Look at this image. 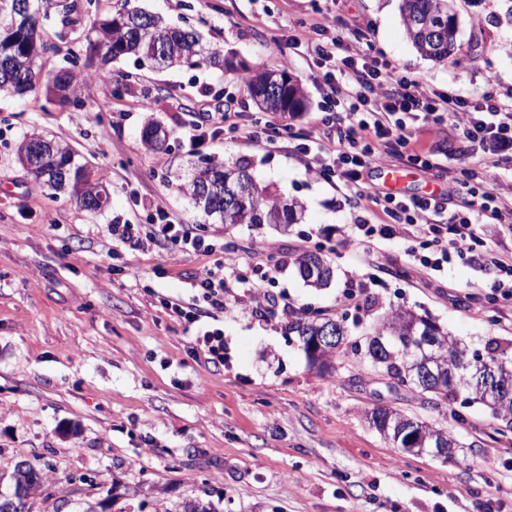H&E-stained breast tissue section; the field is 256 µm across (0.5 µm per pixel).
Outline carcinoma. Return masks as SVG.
Instances as JSON below:
<instances>
[{"instance_id":"cac0c4a2","label":"carcinoma","mask_w":512,"mask_h":512,"mask_svg":"<svg viewBox=\"0 0 512 512\" xmlns=\"http://www.w3.org/2000/svg\"><path fill=\"white\" fill-rule=\"evenodd\" d=\"M453 0H400V21L403 30L417 52L424 58L444 63L456 49L458 17ZM68 6L61 0H0V92L39 96L60 106L81 103L82 87L73 72L65 67L55 78L44 73L50 45L44 38L43 21L52 15L60 17L62 26L72 24L65 16ZM78 49L85 53L87 66L94 68L90 78L111 81L114 61L133 56L150 68L198 69L213 67L230 70L224 59V50L202 37L190 27L172 26L165 20L135 4V0H117L112 10L97 13L89 26L76 37ZM277 74L281 86L273 99H266V84ZM247 82L252 96L268 112L294 115L307 107L302 86L285 71L254 66L247 69ZM41 174L55 177V192L69 195L83 209L89 207L86 198L92 192L105 190L99 177L93 176L86 163L75 160L69 146L55 139L42 147L37 157ZM206 165L196 168L193 177L178 186L195 207L220 224H294L302 215L303 206L288 199L279 189L259 186L245 160L221 163L210 158ZM249 189L245 200H233L232 191L240 186ZM299 276L312 288L327 286L333 277L330 263L322 256L306 253L295 259ZM288 331L296 334L306 353L310 366L324 371L335 361L341 349L330 347L319 352L310 348V337L315 335L314 320L298 318L288 324ZM432 332L437 336L431 356L435 373L426 385H415L412 390L434 401L457 421L464 417L451 407L461 394L471 404L486 407L497 428L495 433L512 431V355L500 350L497 340L485 342L484 354L470 350L469 345L438 325H427L424 317L410 310L392 309L385 313L373 333L367 335L364 353L378 352L386 345L383 357L370 366L398 380L412 370L414 358L405 349L388 344L392 336H409ZM409 417L393 409L376 408L370 414V423L378 432L383 424L395 426ZM430 436L427 447L443 444L461 448L463 444L451 431L425 422L415 421ZM0 512H30L27 502L17 491L0 493Z\"/></svg>"}]
</instances>
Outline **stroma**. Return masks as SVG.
<instances>
[{"mask_svg": "<svg viewBox=\"0 0 512 512\" xmlns=\"http://www.w3.org/2000/svg\"><path fill=\"white\" fill-rule=\"evenodd\" d=\"M507 0H456L457 43L465 68L422 57L400 25L397 0H138L168 23L192 27L220 45L234 65H264L297 80L308 107L291 131L313 130L321 116L322 79L288 50L297 24L330 14L341 31L364 35L373 52L407 69L423 87L472 96L494 78L512 96V20ZM59 18L44 23L53 49L47 68L71 66L76 45ZM115 84L96 83L80 108L42 98L0 96V476L28 461L43 483L31 512H160L186 499L218 512H512V433L496 434L484 407L465 408L464 423L424 397L393 388L353 353L336 370L311 368L288 324L296 316L345 320L363 340L386 310L408 309L483 348H512V303L495 296L494 271L481 253L429 276L414 271L411 240L365 248L354 239L353 200L313 174L288 139L275 146L182 133L224 107L225 92L246 114L265 117L247 84L210 68L153 69L128 57L114 63ZM151 97L153 107L141 109ZM150 121L170 133L163 150L141 138ZM55 136L72 147L111 193L104 211L83 210L31 180L17 159L25 135ZM247 160L262 186L300 201V223L225 227L178 190L200 158ZM161 205L178 223L235 253L224 270V312L194 286L215 256L131 249L110 228L142 222L133 197ZM319 252L331 262L328 287L299 277L294 260ZM269 280H262V273ZM367 287L358 302L350 280ZM274 297L264 314L253 293ZM197 315L170 316L167 302ZM224 332V365L195 352L199 330ZM400 410L458 435L456 460L400 452L366 413Z\"/></svg>", "mask_w": 512, "mask_h": 512, "instance_id": "35a3bbf8", "label": "stroma"}]
</instances>
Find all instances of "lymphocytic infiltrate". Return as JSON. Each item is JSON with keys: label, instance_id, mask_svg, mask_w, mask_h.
Segmentation results:
<instances>
[{"label": "lymphocytic infiltrate", "instance_id": "f902f5d3", "mask_svg": "<svg viewBox=\"0 0 512 512\" xmlns=\"http://www.w3.org/2000/svg\"><path fill=\"white\" fill-rule=\"evenodd\" d=\"M330 26L326 19L305 23L288 37L291 48L306 50L312 64L323 69L327 86L322 131L295 136L294 148L308 156L316 173L353 195L363 211L377 207L386 216L383 224L360 220L361 242L373 246L412 230L419 244L408 252L411 265L429 274L471 253L481 241L480 223L505 225L512 235V182L488 179L482 161H474L462 177H449L447 192L438 195H396L369 181L373 166L388 162H404L424 173L439 169L435 151L416 142L419 133L447 115L468 143L512 156V104L502 101L494 79L472 98L428 90L370 49H344L342 37L328 36ZM207 120L227 138L246 136L270 145L289 130L269 120H246L241 112H213ZM145 212V225L117 224L113 233L133 248L150 240L183 252L212 253L211 243L175 223L162 207L149 206Z\"/></svg>", "mask_w": 512, "mask_h": 512}]
</instances>
